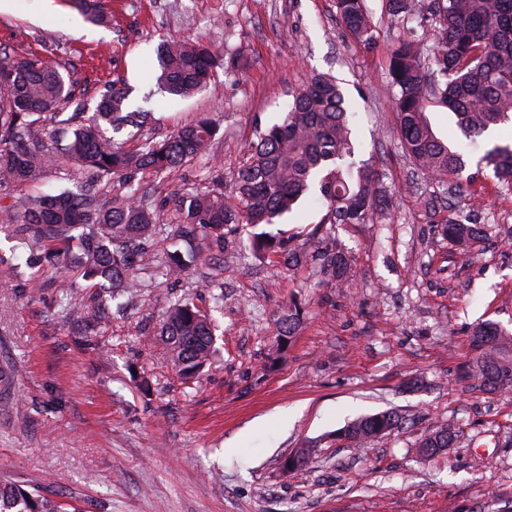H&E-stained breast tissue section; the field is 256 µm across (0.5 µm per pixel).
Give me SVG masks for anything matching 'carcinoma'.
<instances>
[{"label": "carcinoma", "instance_id": "1", "mask_svg": "<svg viewBox=\"0 0 512 512\" xmlns=\"http://www.w3.org/2000/svg\"><path fill=\"white\" fill-rule=\"evenodd\" d=\"M386 7L393 16L418 19L422 29L398 39L389 52L394 130L413 164L452 196L472 176L465 174L461 148L437 138L427 110L447 109L467 138L512 124V0H386ZM336 15L353 41L373 45L375 27L365 0H336ZM157 62L158 88L180 98L207 86L220 66L232 72L249 65L242 51L225 60L198 40L161 43ZM74 94L64 66L34 54L0 57V196L11 199L0 204V223L11 225L28 245L30 288L54 286L63 304L68 286L45 279L46 262L59 271L75 268L95 285L108 283L133 302L142 295L146 270L179 280L193 265L224 255L229 225H274L306 199L326 210L323 224L393 219L371 173L357 166L348 105L333 77L317 74L292 92L281 121L248 143L229 189H175L164 218L161 205L131 179L142 173L162 180L197 159L215 136V123L202 118L155 140L143 133L150 113L127 111L126 89L110 87L90 115L65 112ZM110 129L129 130L133 145L115 141ZM481 161L494 179L512 184V141L495 145ZM72 167L99 186L119 179L122 189L110 197L89 186L40 194L49 175ZM457 208L448 205L445 236L456 244L481 240L485 226L460 223ZM165 239L175 250L157 249ZM246 249L260 261L280 257L279 243L265 232L252 235ZM321 261L328 275L348 278L351 265L343 253L325 254ZM222 271L214 267L204 290L171 301L160 321L158 336L183 384L198 379L212 359V312L222 302L213 289L223 287ZM107 320L106 309L88 306L87 328ZM471 346L469 377L492 390L511 388L512 336L486 323L473 331ZM398 424L394 412L370 415L345 428L343 437L361 446ZM453 440L454 432L440 427L424 435L419 448L433 457ZM0 512L65 510L38 488L0 480Z\"/></svg>", "mask_w": 512, "mask_h": 512}]
</instances>
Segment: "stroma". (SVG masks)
<instances>
[{
	"instance_id": "obj_1",
	"label": "stroma",
	"mask_w": 512,
	"mask_h": 512,
	"mask_svg": "<svg viewBox=\"0 0 512 512\" xmlns=\"http://www.w3.org/2000/svg\"><path fill=\"white\" fill-rule=\"evenodd\" d=\"M106 23L72 0H21L0 13V55L34 53L65 64L76 81L68 105L92 111L104 87L130 88L131 108L151 112L163 135L203 117L218 133L206 153L164 182L140 177L165 200L172 189L206 188L230 176L257 127L279 121L288 93L324 73L341 82L349 121L394 194L388 224H326L298 207L280 230L321 253L350 256L348 282L320 264L259 262L248 230L230 225L224 307L215 315L218 351L191 387L178 382L157 336L173 295L206 279V268L172 283L152 279L136 303L94 332L84 329L89 284L67 279L28 296L27 248L0 228V478L49 494L78 512H452L512 497V391H483L466 372L472 330L494 323L512 333V185L480 173L494 141L464 156L474 184L456 198L479 215L484 240L460 248L421 210L435 182L415 171L393 133L388 90L392 43L410 22L368 0L375 42H354L334 0H100ZM197 37L244 72L217 69L206 89L182 99L156 93L161 40ZM303 318L287 342L275 321ZM291 419L281 424L278 413ZM392 410L400 425L354 448L340 433L358 417ZM448 426L451 448L428 458L417 443ZM313 463L280 470L294 449Z\"/></svg>"
}]
</instances>
